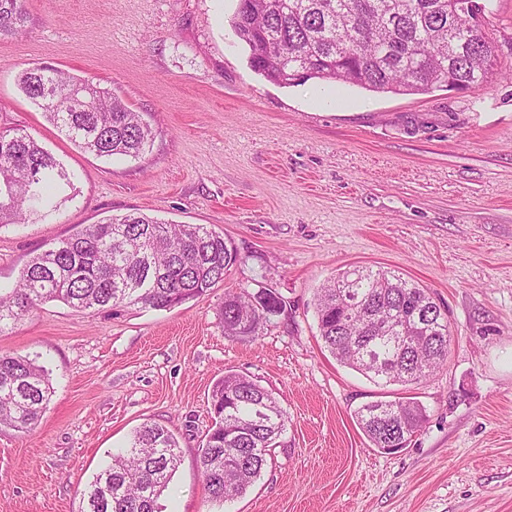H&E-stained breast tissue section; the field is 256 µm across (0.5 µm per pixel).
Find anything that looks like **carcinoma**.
Here are the masks:
<instances>
[{"label": "carcinoma", "instance_id": "cac0c4a2", "mask_svg": "<svg viewBox=\"0 0 512 512\" xmlns=\"http://www.w3.org/2000/svg\"><path fill=\"white\" fill-rule=\"evenodd\" d=\"M24 0H0V34L22 31ZM235 36L250 66L273 83L342 82L375 93L422 94L453 85L478 90L492 75V49L471 37L457 0H239ZM17 84L74 146L99 157H138L151 146V125L124 101L59 70L23 69ZM83 101L74 112L71 102ZM70 172L30 134L0 130V224L45 221L69 199ZM239 260L224 235L205 224H173L141 213L80 224L33 256L15 285L0 288V332L39 305L60 301L100 311L140 306L167 310L205 295ZM224 296V335L253 336L280 314L266 291ZM321 339L336 360L383 386L419 385L448 360V316L427 289L388 270L337 273L315 295ZM47 370L20 354H0V427L30 432L52 395ZM214 423L198 456L210 501L247 492L285 428L273 393L229 373L212 390ZM373 445L406 447L426 419L412 397L374 400L354 411ZM180 463L179 442L156 423L137 427L82 490L78 512H161Z\"/></svg>", "mask_w": 512, "mask_h": 512}]
</instances>
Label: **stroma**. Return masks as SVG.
<instances>
[{
    "label": "stroma",
    "instance_id": "1",
    "mask_svg": "<svg viewBox=\"0 0 512 512\" xmlns=\"http://www.w3.org/2000/svg\"><path fill=\"white\" fill-rule=\"evenodd\" d=\"M494 74L479 91L282 87L233 34L238 0H25L0 35V130L33 135L75 175L47 222L0 226V286L78 225L129 212L205 224L239 254L223 282L169 310L80 311L50 301L0 333L54 393L33 431L0 429V512H77L93 475L146 421L177 436L163 512H512V0H483ZM43 65L112 89L156 136L139 159L85 153L19 91ZM355 266L428 288L448 314L446 365L382 387L341 365L314 296ZM285 310L224 334L229 290ZM279 399L286 429L245 495L209 501L196 464L224 374ZM410 396L426 420L387 454L354 418Z\"/></svg>",
    "mask_w": 512,
    "mask_h": 512
}]
</instances>
